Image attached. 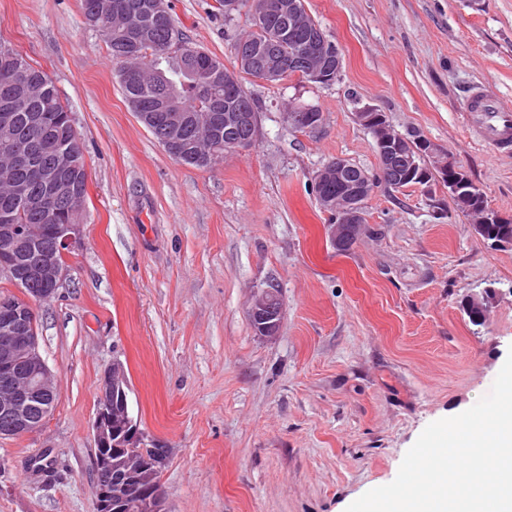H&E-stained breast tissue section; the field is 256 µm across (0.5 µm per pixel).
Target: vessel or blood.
Returning a JSON list of instances; mask_svg holds the SVG:
<instances>
[{
	"mask_svg": "<svg viewBox=\"0 0 512 512\" xmlns=\"http://www.w3.org/2000/svg\"><path fill=\"white\" fill-rule=\"evenodd\" d=\"M466 127L496 154L512 152V100L480 90L465 103Z\"/></svg>",
	"mask_w": 512,
	"mask_h": 512,
	"instance_id": "1",
	"label": "vessel or blood"
}]
</instances>
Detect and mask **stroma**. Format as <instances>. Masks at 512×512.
I'll list each match as a JSON object with an SVG mask.
<instances>
[{
	"mask_svg": "<svg viewBox=\"0 0 512 512\" xmlns=\"http://www.w3.org/2000/svg\"><path fill=\"white\" fill-rule=\"evenodd\" d=\"M177 29L232 66L249 6L166 0ZM342 54L330 85L243 86L259 137L212 168L174 160L126 102L80 0H0V40L56 85L79 134L81 243L35 303L59 401L34 433L0 438V512H96L99 383L126 372L131 415L167 449L164 512H345L387 485L424 428L489 393L512 351V250L475 234L440 178L375 188L368 230L336 252L313 191L343 157L377 172L357 107L418 131L512 215V154L471 136L470 88L512 98V0H305ZM319 107L302 132L288 104ZM276 286L278 333L252 298ZM491 288L483 325L462 310ZM250 319L259 336H274L281 320V310L274 312L263 294L254 296L250 306Z\"/></svg>",
	"mask_w": 512,
	"mask_h": 512,
	"instance_id": "obj_1",
	"label": "stroma"
}]
</instances>
